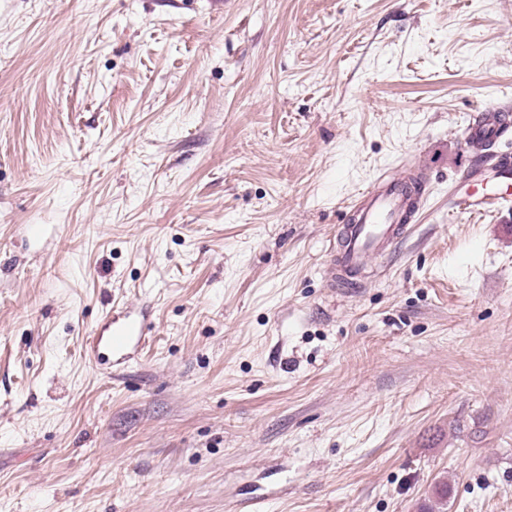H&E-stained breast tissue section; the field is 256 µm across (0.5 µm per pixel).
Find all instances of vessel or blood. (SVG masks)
Segmentation results:
<instances>
[{
  "mask_svg": "<svg viewBox=\"0 0 512 512\" xmlns=\"http://www.w3.org/2000/svg\"><path fill=\"white\" fill-rule=\"evenodd\" d=\"M512 106L492 105L470 119L464 144L474 159L458 181L464 190L456 206L481 213L512 200ZM426 195L424 183L378 177L348 206L329 254L332 279L353 283L364 265L385 260L405 238ZM108 348L127 354L145 341L140 322L126 319L108 325Z\"/></svg>",
  "mask_w": 512,
  "mask_h": 512,
  "instance_id": "obj_1",
  "label": "vessel or blood"
}]
</instances>
